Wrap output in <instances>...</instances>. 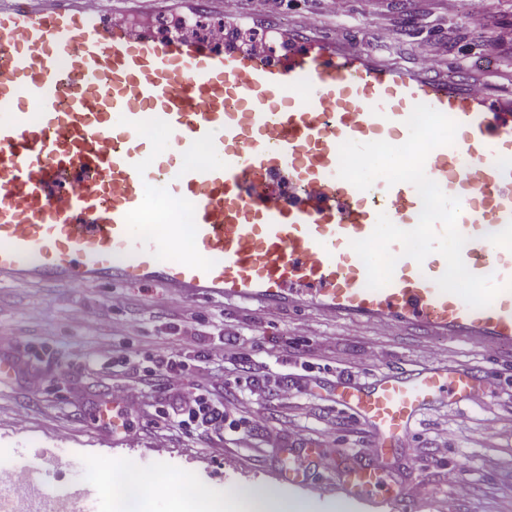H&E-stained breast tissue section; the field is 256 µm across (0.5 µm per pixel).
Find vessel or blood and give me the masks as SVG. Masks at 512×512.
<instances>
[{
  "label": "vessel or blood",
  "mask_w": 512,
  "mask_h": 512,
  "mask_svg": "<svg viewBox=\"0 0 512 512\" xmlns=\"http://www.w3.org/2000/svg\"><path fill=\"white\" fill-rule=\"evenodd\" d=\"M143 0H0V281L158 283L179 298L309 307L350 322L399 326L512 352V290L483 308L440 292L446 262L399 260L391 282L366 286L350 243L379 214L404 230L422 202L409 183L366 191L339 178V147L404 140L416 104L459 125L426 175L461 201L468 270L512 280V95L481 94L463 73L387 62L310 25L289 28L225 0H151L185 21L218 13L224 45L158 35L133 20ZM241 28L265 43L240 47ZM164 132L177 158L141 139ZM181 195L164 233L146 230L152 199ZM190 223H183V214ZM191 238L196 256L163 261ZM482 378L437 367L387 376L351 395L378 446L409 434L441 395L463 401ZM375 467L344 477L354 501L389 492Z\"/></svg>",
  "instance_id": "1"
}]
</instances>
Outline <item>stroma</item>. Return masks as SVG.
I'll list each match as a JSON object with an SVG mask.
<instances>
[{"label":"stroma","mask_w":512,"mask_h":512,"mask_svg":"<svg viewBox=\"0 0 512 512\" xmlns=\"http://www.w3.org/2000/svg\"><path fill=\"white\" fill-rule=\"evenodd\" d=\"M278 15L287 26L316 21L323 33L350 37L405 66L419 63L418 45L444 38L445 71L467 73L480 92L512 89V45L492 48L482 37L483 29L512 27V0H490L481 27L465 0H344L337 13L327 0H288ZM115 297L125 298V307L113 308ZM187 306L201 323H187ZM227 330L243 336L242 353L265 368L252 391L216 373L230 363L218 353ZM0 333L9 340L0 356L19 361L16 373L0 378V455L25 454L35 469L30 502L55 501L58 512H74L81 485L106 478L119 463L144 482L153 512H186L190 503L201 510L211 491L237 500L255 488L305 501L311 512H332L344 469L364 453L388 466L412 499V512H512L511 354L376 323L349 324L313 309L270 312L220 297L188 303L158 284L4 282ZM202 348L214 350L213 361L185 377L183 388L219 397L232 418H249L247 429L220 438L167 429L155 419L156 408L171 400L161 378L143 397L128 398L150 356L163 349L190 356ZM438 365L480 372L481 393L427 406L409 436L391 447H376L371 426L337 403L340 380L367 388L385 375ZM283 381L295 393L287 404L276 396ZM105 401L124 414V431L91 423ZM257 411L265 418L255 423ZM288 446L324 459L293 490L278 476V452ZM462 484L469 492L460 497ZM423 485L428 494L420 493Z\"/></svg>","instance_id":"1"}]
</instances>
